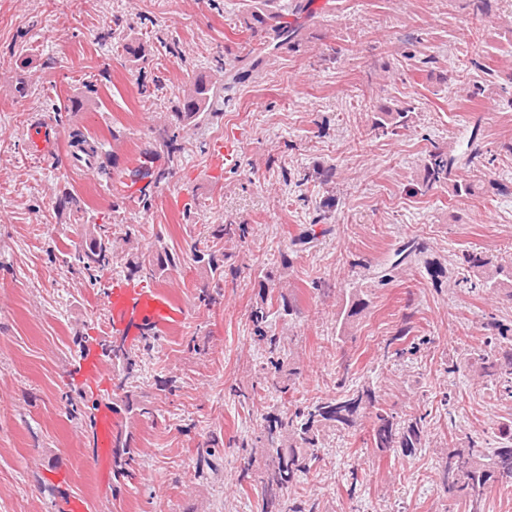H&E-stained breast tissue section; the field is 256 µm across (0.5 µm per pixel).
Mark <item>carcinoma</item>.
I'll use <instances>...</instances> for the list:
<instances>
[{"label": "carcinoma", "mask_w": 512, "mask_h": 512, "mask_svg": "<svg viewBox=\"0 0 512 512\" xmlns=\"http://www.w3.org/2000/svg\"><path fill=\"white\" fill-rule=\"evenodd\" d=\"M272 0H254L245 20L246 29L254 34L271 35V41L286 42L295 33L288 22L270 10ZM214 96L213 88L205 81H194L183 95L182 107L173 114L174 129L166 134L163 147L171 156L181 152L180 130L201 114L209 111ZM415 107L411 105L387 109L375 123L382 134L397 137L409 128ZM457 158L436 146L428 154L423 165V177L418 191L425 192L435 185L448 180ZM425 251L423 243L410 240L400 245L394 252L395 260L379 268L376 272L378 283L386 285L398 274L405 260ZM77 265L86 271L103 269L110 264L111 248L103 240L97 227L85 229V245L76 251ZM176 264L175 255L161 246L156 254L148 259L129 263L131 273L136 274L148 267ZM463 269L479 279L481 286L493 292H502L512 299V265L492 266L491 259L480 251L463 255ZM485 349L477 354L481 376L486 381L499 386L502 393L512 397V336L501 324L486 323ZM270 354V364L275 375L267 379L270 387L285 393L287 386L276 376L280 371V341L274 336L259 333ZM371 416L372 428L369 434L371 447L380 451L399 448L404 453H412L422 446L426 433V416H416L408 421L401 420L398 412L384 407L374 387L362 385L354 390L319 401L311 406L296 408L293 414L285 417L273 416L266 426V444L271 459V469L265 481V493L261 512H274L280 497L292 490L299 478L316 458L315 448L320 445L319 427H353L360 413ZM441 483L451 499L461 500L465 512H484V493L494 484L512 486V421L502 426L497 447L490 448L484 442L468 438L462 448L448 452L439 472Z\"/></svg>", "instance_id": "cac0c4a2"}]
</instances>
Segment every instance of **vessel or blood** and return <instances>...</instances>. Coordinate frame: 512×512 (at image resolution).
<instances>
[{"instance_id":"obj_1","label":"vessel or blood","mask_w":512,"mask_h":512,"mask_svg":"<svg viewBox=\"0 0 512 512\" xmlns=\"http://www.w3.org/2000/svg\"><path fill=\"white\" fill-rule=\"evenodd\" d=\"M26 136L29 151L37 156L51 154L60 139L57 128L42 121L32 123ZM185 319L183 305L150 280L113 279L104 297L103 330L128 347L149 336L172 334ZM76 373L90 390L107 386L110 380L104 359L92 349L80 354ZM116 427L115 413L109 407H100L95 416L93 446L97 450L98 478L105 484L112 475L110 448Z\"/></svg>"}]
</instances>
